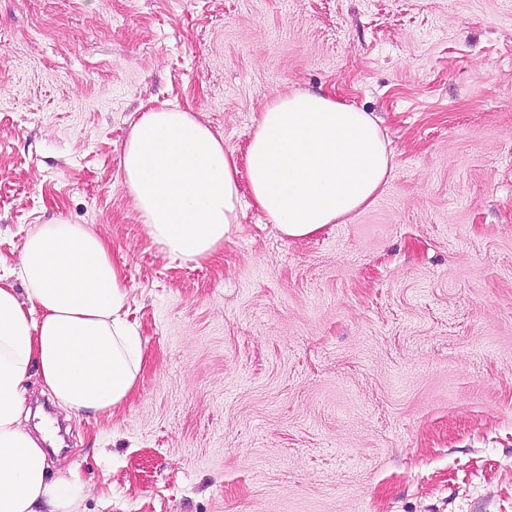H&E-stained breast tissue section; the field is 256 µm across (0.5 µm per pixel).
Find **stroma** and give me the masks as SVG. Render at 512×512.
<instances>
[{"instance_id":"35a3bbf8","label":"stroma","mask_w":512,"mask_h":512,"mask_svg":"<svg viewBox=\"0 0 512 512\" xmlns=\"http://www.w3.org/2000/svg\"><path fill=\"white\" fill-rule=\"evenodd\" d=\"M288 89L382 121L373 204L291 240L250 204L199 262L121 154L150 102L244 159ZM90 225L143 344L61 421L80 512H512V0H0V267Z\"/></svg>"}]
</instances>
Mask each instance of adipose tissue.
Returning <instances> with one entry per match:
<instances>
[{
    "mask_svg": "<svg viewBox=\"0 0 512 512\" xmlns=\"http://www.w3.org/2000/svg\"><path fill=\"white\" fill-rule=\"evenodd\" d=\"M372 113L293 89L267 105L244 161L179 108L141 113L122 150L124 189L154 244L192 261L222 246L243 196L291 239L369 206L394 168ZM0 275V512H77L76 478L51 477L47 451L21 423L27 381L39 370L66 415L111 410L133 391L143 348L128 324L122 267L83 224L27 228L12 276Z\"/></svg>",
    "mask_w": 512,
    "mask_h": 512,
    "instance_id": "obj_1",
    "label": "adipose tissue"
}]
</instances>
